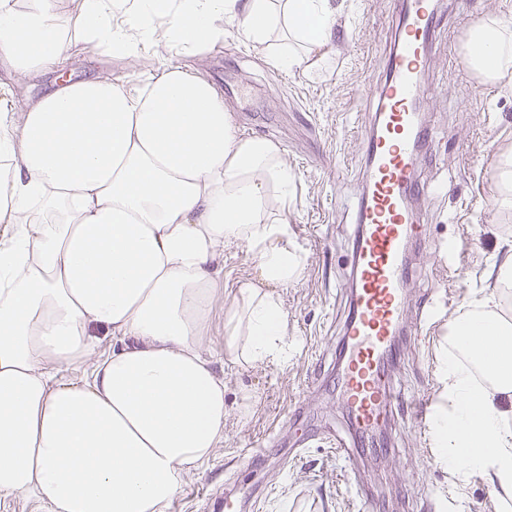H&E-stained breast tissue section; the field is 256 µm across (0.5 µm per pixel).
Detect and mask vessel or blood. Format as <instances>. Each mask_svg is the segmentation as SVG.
<instances>
[{
	"label": "vessel or blood",
	"instance_id": "obj_1",
	"mask_svg": "<svg viewBox=\"0 0 512 512\" xmlns=\"http://www.w3.org/2000/svg\"><path fill=\"white\" fill-rule=\"evenodd\" d=\"M440 16L436 0H404L385 58V79L371 87L377 101L356 195L348 314L343 325L336 391L357 432L381 431L394 418L393 348L404 332L411 246L428 243L429 227L409 206L427 200L419 177L433 136L424 120V75ZM213 512H240L236 488L210 491Z\"/></svg>",
	"mask_w": 512,
	"mask_h": 512
}]
</instances>
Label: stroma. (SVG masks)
Returning <instances> with one entry per match:
<instances>
[{
	"label": "stroma",
	"instance_id": "stroma-1",
	"mask_svg": "<svg viewBox=\"0 0 512 512\" xmlns=\"http://www.w3.org/2000/svg\"><path fill=\"white\" fill-rule=\"evenodd\" d=\"M333 25L322 51L324 66L275 67L282 32L265 44L225 24L223 40L194 54L162 48L138 56H111L72 37L64 69L24 76L0 66V108L21 118L23 109L65 77L110 75L129 88L164 67L178 66L211 81L224 96L240 135L280 145L295 175L294 192L276 209L291 239L305 253L306 274L279 289L288 313V359L280 364L215 363L224 379V441L213 457L188 473L165 512H203L209 490L244 483L263 489L257 512H360L351 483L359 476L378 512H512V488L493 492L490 478L473 471L456 480L436 461L429 430L398 418L386 451L344 460L324 444L330 431L348 434L336 398V344L345 313V270L354 197L365 162L364 140L396 23L395 0H328ZM447 16L436 33L424 81L426 115L436 149L421 177L436 185L422 209L429 248L414 247L415 277L404 323L413 327L426 299L454 319L493 284L495 256L512 246V211L498 209L499 159L512 150V81H478L464 60L461 24L489 17L512 23V0H445ZM255 266L243 248L224 251V284L208 330L209 345L224 344V316L239 283ZM448 329L431 339L398 341L396 389L406 398L440 404L439 361ZM245 448L267 454L245 465Z\"/></svg>",
	"mask_w": 512,
	"mask_h": 512
}]
</instances>
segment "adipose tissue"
I'll list each match as a JSON object with an SVG mask.
<instances>
[{"instance_id":"1","label":"adipose tissue","mask_w":512,"mask_h":512,"mask_svg":"<svg viewBox=\"0 0 512 512\" xmlns=\"http://www.w3.org/2000/svg\"><path fill=\"white\" fill-rule=\"evenodd\" d=\"M0 0V56L14 71L61 65L70 36L113 55L164 45L192 53L226 19L300 66L322 46L327 0ZM467 62L512 79V25L474 23ZM0 499L38 495L50 512H164L186 474L224 440V380L207 331L230 245L258 273L225 314L222 357L280 363L288 316L278 289L300 280L301 250L271 215L294 177L279 145L243 137L213 84L180 67L129 89L67 81L0 113ZM451 325L467 362L442 361L429 428L449 473L482 470L512 487V256ZM111 336L102 349V336ZM86 368L74 382L57 366Z\"/></svg>"}]
</instances>
